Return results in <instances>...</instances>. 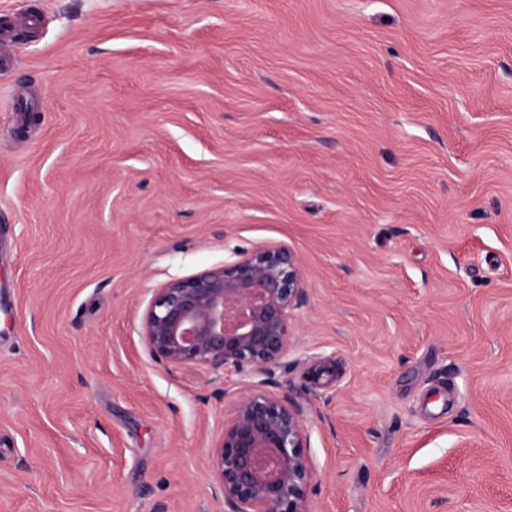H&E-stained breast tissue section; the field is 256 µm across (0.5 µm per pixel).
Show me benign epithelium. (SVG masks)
Instances as JSON below:
<instances>
[{"mask_svg":"<svg viewBox=\"0 0 512 512\" xmlns=\"http://www.w3.org/2000/svg\"><path fill=\"white\" fill-rule=\"evenodd\" d=\"M304 296L295 255L286 247L258 248L169 282L147 307L143 338L158 360L225 373L248 367L262 376L239 394L210 451L224 512H309L313 471L302 451L301 410L262 391L264 376L288 354L289 312Z\"/></svg>","mask_w":512,"mask_h":512,"instance_id":"benign-epithelium-1","label":"benign epithelium"}]
</instances>
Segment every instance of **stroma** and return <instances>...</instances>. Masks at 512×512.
I'll return each mask as SVG.
<instances>
[{
    "instance_id": "1",
    "label": "stroma",
    "mask_w": 512,
    "mask_h": 512,
    "mask_svg": "<svg viewBox=\"0 0 512 512\" xmlns=\"http://www.w3.org/2000/svg\"><path fill=\"white\" fill-rule=\"evenodd\" d=\"M0 512H224L251 381L170 281L285 246L312 512H512V0H0Z\"/></svg>"
}]
</instances>
